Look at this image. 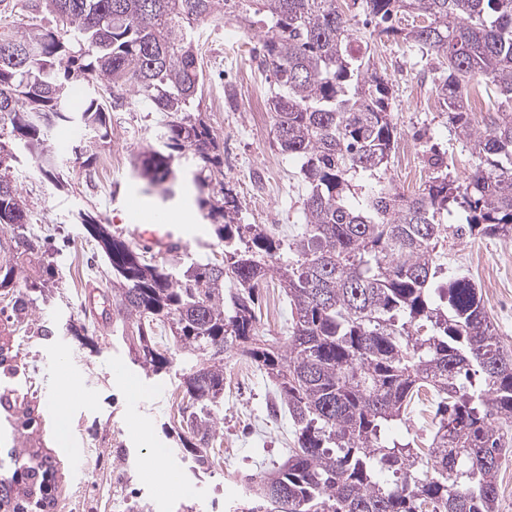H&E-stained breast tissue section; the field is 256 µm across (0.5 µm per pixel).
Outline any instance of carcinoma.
I'll return each instance as SVG.
<instances>
[{
    "instance_id": "cac0c4a2",
    "label": "carcinoma",
    "mask_w": 512,
    "mask_h": 512,
    "mask_svg": "<svg viewBox=\"0 0 512 512\" xmlns=\"http://www.w3.org/2000/svg\"><path fill=\"white\" fill-rule=\"evenodd\" d=\"M360 2L377 36L399 34L444 59L449 119L478 158L464 180L432 145L436 176L424 188L405 196L384 181L397 135L390 88L352 49L336 0H40L55 25L11 32L9 50L0 47V252L12 257L0 264V291L10 296L15 326L56 287L10 174L17 151L58 180L55 126L96 133L107 128V112L149 101L165 119L140 175L163 184L181 161L195 165L198 212L224 244L222 259L176 270L86 212L76 221L108 260L112 316L131 332L134 362L155 376L179 356L191 362L180 377L190 408L176 433L182 453L198 469L208 464L224 355L234 350L263 370L295 427L287 462L250 476L258 498L249 512H498L499 471L512 454V349L474 282L435 284L434 251L462 230L443 223L454 208L467 213L470 235L512 237V0ZM234 13L264 32L262 63L278 88L269 103L276 138L301 161L307 184L305 231L288 243L263 224L239 223L237 194L220 179L217 139L191 117L203 85L197 31ZM408 13L422 24L394 26ZM477 77L495 98L482 128L469 116L468 84ZM77 82L93 93L75 114ZM270 280L293 319L278 351L258 336L257 292ZM226 283L234 290L225 292ZM1 333L0 375L13 381L15 355ZM426 387L438 398V421L424 455L384 433ZM36 403L19 388L0 394L20 439L39 426ZM6 458L0 469L11 476L0 479V504L48 512L51 458L15 448Z\"/></svg>"
}]
</instances>
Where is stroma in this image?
Instances as JSON below:
<instances>
[{"instance_id": "stroma-1", "label": "stroma", "mask_w": 512, "mask_h": 512, "mask_svg": "<svg viewBox=\"0 0 512 512\" xmlns=\"http://www.w3.org/2000/svg\"><path fill=\"white\" fill-rule=\"evenodd\" d=\"M336 5L350 19L355 42L366 46L371 62L389 84L398 148L392 153L387 179L403 187L399 148L407 145L413 151L416 185L427 182L432 175L425 153L429 142L443 152L452 175L465 178L474 158L469 143L450 123L447 106L438 102L439 57L401 38L373 35L372 24L353 0H336ZM240 39L250 40L249 54H235L233 46ZM261 40L260 30L232 17L203 28L199 55L207 81L193 113L220 143L224 178L238 194L242 223L266 225L289 241L304 230L306 184L301 163L281 150L273 124L252 129L246 105L249 92L235 79L236 71L244 69L252 72L263 97L276 91L272 73L255 56ZM215 90L222 97L217 109L211 106ZM161 119V113L142 102L111 112L107 137L83 134L85 152L79 157L70 141L55 137L65 190L47 180L35 161L21 162L12 170L35 216L31 230L49 245L48 259L57 280L50 300L38 303L28 325L10 337L17 368L29 378V388L39 401L41 450L58 469L52 512H126L112 498V474L117 470L130 476L128 498L146 496L154 512H233L235 502L249 494L247 475L278 466L293 445L287 411L269 410L280 401L276 388L256 364L229 353L224 357V375L238 377L239 383L225 395L216 414V445L231 456L240 479H227L219 468L192 473L176 446L179 420L167 396L179 384L181 363H174L168 374L146 376L131 360L121 324H98L82 308L87 285L107 290L109 266L99 249L85 246L74 222L78 211L98 216L118 234L137 222L139 209L181 213L188 246L165 258L177 269L206 262L223 251L212 227L196 213L190 171H183L170 195L147 186L139 175L137 159L158 145ZM115 154L119 163L105 165V158ZM436 263L442 272L468 277L480 287L487 279L497 280L496 297L485 298L484 303L502 341L512 348V238L452 234L439 240ZM273 302L281 308L282 323L274 330L260 328L259 334L266 346L279 348L291 334V310L277 282L271 281L261 289L259 303ZM80 323L87 327V337L70 332V325ZM45 327L50 335H42ZM58 403L64 405L70 423L64 441L56 433ZM159 448L165 451L163 458L155 468H147V460Z\"/></svg>"}]
</instances>
